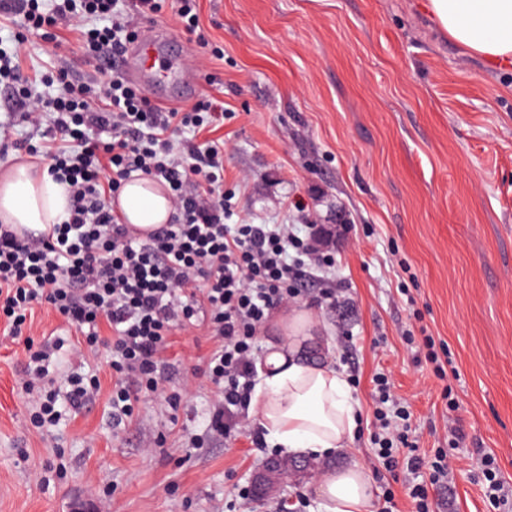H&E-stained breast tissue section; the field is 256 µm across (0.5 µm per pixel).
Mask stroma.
<instances>
[{
	"label": "stroma",
	"instance_id": "1",
	"mask_svg": "<svg viewBox=\"0 0 512 512\" xmlns=\"http://www.w3.org/2000/svg\"><path fill=\"white\" fill-rule=\"evenodd\" d=\"M197 10L223 59L186 45L170 8L150 22L172 36L161 63L197 70V100L224 104L215 135L233 221L349 228L336 241V305L312 307L325 341L307 354L355 372L361 414L321 469L361 464L375 495L392 489L397 512H411L403 472L373 470L383 372L410 405L418 454L464 433L447 483L428 488L435 512H495L479 466L494 457L512 491V66L449 38L429 0H198ZM16 50L39 91L64 63L73 80L95 74L60 26L26 32ZM425 335L446 350V378L416 363ZM34 337L65 340L56 379L95 369L101 392L39 433L18 381L25 343L0 334V512H276L284 496L304 500L297 512H324L307 478L261 501L229 496L273 450L208 438L218 396L198 373L215 347L203 331L172 336L168 380L119 427L105 352L73 357L76 333L44 307Z\"/></svg>",
	"mask_w": 512,
	"mask_h": 512
}]
</instances>
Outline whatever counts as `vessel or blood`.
I'll list each match as a JSON object with an SVG mask.
<instances>
[{
	"instance_id": "obj_1",
	"label": "vessel or blood",
	"mask_w": 512,
	"mask_h": 512,
	"mask_svg": "<svg viewBox=\"0 0 512 512\" xmlns=\"http://www.w3.org/2000/svg\"><path fill=\"white\" fill-rule=\"evenodd\" d=\"M170 37L161 26L143 28L133 46L128 50L123 66L132 83L152 92L156 100L165 102L169 96L164 91L168 76L157 65L158 57Z\"/></svg>"
}]
</instances>
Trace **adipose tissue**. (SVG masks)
<instances>
[{
	"label": "adipose tissue",
	"instance_id": "adipose-tissue-1",
	"mask_svg": "<svg viewBox=\"0 0 512 512\" xmlns=\"http://www.w3.org/2000/svg\"><path fill=\"white\" fill-rule=\"evenodd\" d=\"M430 9L457 43L490 59L512 58V0H430ZM115 204L124 223L144 232L169 223L173 213L167 188L145 176L126 182ZM68 207L66 186L42 164L18 161L0 170V223L37 233L61 223ZM318 331L307 308L281 313L257 365L250 407L268 441L289 455H330L349 444L356 427L359 402L343 373L304 355ZM311 491L326 512H372V487L359 464L323 472Z\"/></svg>",
	"mask_w": 512,
	"mask_h": 512
}]
</instances>
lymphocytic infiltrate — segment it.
Wrapping results in <instances>:
<instances>
[{
	"mask_svg": "<svg viewBox=\"0 0 512 512\" xmlns=\"http://www.w3.org/2000/svg\"><path fill=\"white\" fill-rule=\"evenodd\" d=\"M161 0H138L130 15L121 0H18L11 10L30 30L66 22L80 33L87 62L98 64L92 86L58 73L60 91L32 96L16 55L0 49V82H10L21 123L38 129V152L69 193L66 218L39 235L0 224V320L28 349L20 382L39 409L34 427L58 421L56 390L38 391L60 342L35 343V307L46 305L74 328L75 354L107 344L116 380L113 420L131 417L143 392L165 378L163 354L176 331L204 329L217 345L203 374L219 394L208 434L231 439L248 430L257 334L275 310L297 303L308 270L328 273L330 237L300 234L292 224L231 223L224 185V145L202 138L220 120L214 103L168 107L131 83L119 61L138 36L139 18L159 13ZM147 176L172 198L170 223L142 234L120 222L109 198L123 182ZM375 457L383 468L413 475L414 512H432L427 486L448 480L446 453L425 460L403 423L407 407L377 374ZM428 472V483L418 482Z\"/></svg>",
	"mask_w": 512,
	"mask_h": 512,
	"instance_id": "lymphocytic-infiltrate-1",
	"label": "lymphocytic infiltrate"
}]
</instances>
